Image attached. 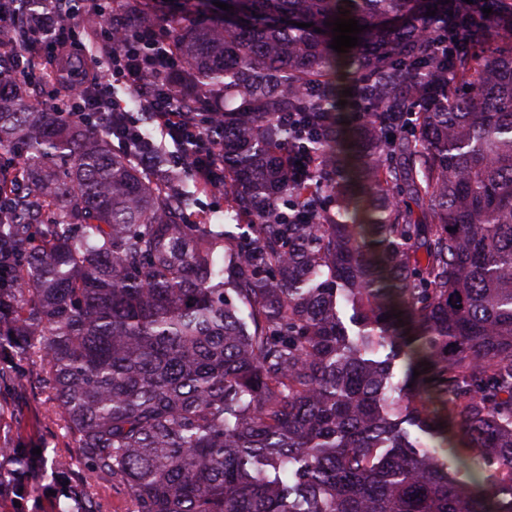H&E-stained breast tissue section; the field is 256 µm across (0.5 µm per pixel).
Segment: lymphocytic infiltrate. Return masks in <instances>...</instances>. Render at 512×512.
<instances>
[{"label": "lymphocytic infiltrate", "instance_id": "1", "mask_svg": "<svg viewBox=\"0 0 512 512\" xmlns=\"http://www.w3.org/2000/svg\"><path fill=\"white\" fill-rule=\"evenodd\" d=\"M87 12L104 21L105 33L119 32V44L104 72L83 70L68 85L73 102L67 115L83 121L97 113L103 123H111L121 106L113 96L123 86L141 98V116L127 119L116 135L124 151L154 129L169 136L179 148L176 163H189L190 172L204 185L217 188L224 183V163L203 128L209 120L193 118L172 105L173 75L181 58L173 39L151 25L132 23L125 0H85Z\"/></svg>", "mask_w": 512, "mask_h": 512}]
</instances>
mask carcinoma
<instances>
[{"label": "carcinoma", "instance_id": "cac0c4a2", "mask_svg": "<svg viewBox=\"0 0 512 512\" xmlns=\"http://www.w3.org/2000/svg\"><path fill=\"white\" fill-rule=\"evenodd\" d=\"M211 2L181 0L176 107L224 96L207 130L224 218L248 221L235 240L190 212L160 143L114 151L0 61V384L46 393L71 448L0 441V496L512 512V44L473 52L512 0ZM50 3L0 0L18 21L0 37ZM344 10L367 29L338 53ZM443 26L460 34L445 52ZM84 36L105 66L94 23ZM294 153L314 166L277 162Z\"/></svg>", "mask_w": 512, "mask_h": 512}]
</instances>
